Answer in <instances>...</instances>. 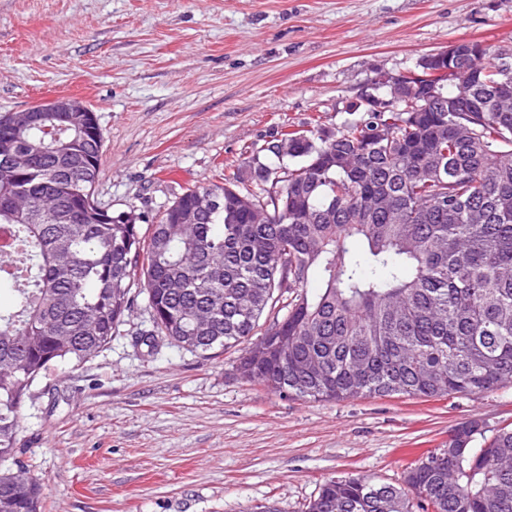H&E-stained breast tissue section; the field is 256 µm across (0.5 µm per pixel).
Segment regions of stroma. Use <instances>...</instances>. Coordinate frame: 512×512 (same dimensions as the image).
<instances>
[{
	"label": "stroma",
	"instance_id": "obj_1",
	"mask_svg": "<svg viewBox=\"0 0 512 512\" xmlns=\"http://www.w3.org/2000/svg\"><path fill=\"white\" fill-rule=\"evenodd\" d=\"M459 40L512 51V0H0V113L82 98L103 134L99 201L141 235L288 129L337 130L377 72ZM145 296L96 358L59 365L20 409L43 512H305L324 480L402 485L466 421L512 425V382L454 397L303 401L237 349L144 344Z\"/></svg>",
	"mask_w": 512,
	"mask_h": 512
}]
</instances>
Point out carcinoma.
<instances>
[{"label": "carcinoma", "instance_id": "1", "mask_svg": "<svg viewBox=\"0 0 512 512\" xmlns=\"http://www.w3.org/2000/svg\"><path fill=\"white\" fill-rule=\"evenodd\" d=\"M423 109L415 86L387 112L327 139L282 133L278 202L235 174L200 211L188 189L151 233L134 211L95 197L103 137L92 114L0 113V266L15 305L0 311V512H41V487L17 464L19 412L62 362L112 341L146 295L148 340L208 353L243 346L239 368L305 401L475 394L512 381V100L491 85L500 52L476 42ZM317 278L318 293L307 291ZM265 355L244 346L264 313ZM512 427L465 422L448 449L422 454L404 486L327 479L307 512H512Z\"/></svg>", "mask_w": 512, "mask_h": 512}]
</instances>
